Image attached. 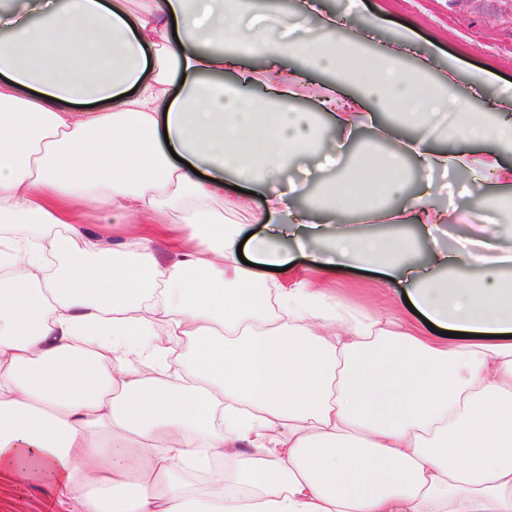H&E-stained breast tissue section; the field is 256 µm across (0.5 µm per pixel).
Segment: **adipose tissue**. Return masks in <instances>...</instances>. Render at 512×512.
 <instances>
[{
  "instance_id": "ef3b65f1",
  "label": "adipose tissue",
  "mask_w": 512,
  "mask_h": 512,
  "mask_svg": "<svg viewBox=\"0 0 512 512\" xmlns=\"http://www.w3.org/2000/svg\"><path fill=\"white\" fill-rule=\"evenodd\" d=\"M383 22L353 14L345 40L332 16L312 27L238 0L0 11V479L48 483L64 512H512V250L481 179L512 186V88L474 113L453 88L481 90L484 72L451 62L438 85L407 70L408 28L366 52ZM245 53L275 57L253 79L276 99L220 82ZM315 67L335 76L319 87L328 148L292 104ZM302 157L332 175L299 206L274 181ZM410 158L470 174L454 211L428 182L384 207ZM238 182L264 193V234L226 222ZM81 205L150 221L108 249ZM450 222L467 232L431 253L435 276L404 237L362 230L431 240ZM158 235L176 255L162 273ZM287 236L326 239L315 284L261 286L262 267L288 266ZM352 264L404 284L429 328L334 298ZM362 230L374 233V234H393V233H400L403 235H406L408 237H411L418 241V251L415 255V261L419 263H425L427 258V252H426V244L425 241L420 233V231L414 226V225H406V226H400L395 227L391 225H385V224H366L363 225Z\"/></svg>"
}]
</instances>
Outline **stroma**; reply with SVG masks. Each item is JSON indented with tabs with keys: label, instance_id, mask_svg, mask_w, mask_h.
Segmentation results:
<instances>
[{
	"label": "stroma",
	"instance_id": "stroma-1",
	"mask_svg": "<svg viewBox=\"0 0 512 512\" xmlns=\"http://www.w3.org/2000/svg\"><path fill=\"white\" fill-rule=\"evenodd\" d=\"M361 10L386 13L383 27L368 42L371 50H380L393 30H414L416 47L404 60L407 69L418 68L428 55L440 61L455 57L465 70L486 69L485 84L472 100L475 111L488 109L496 89L512 84V0H362ZM428 178L441 186L436 203L446 208L467 182L465 173L439 170L428 175L411 161L405 194L415 193ZM329 288L347 305L381 312L404 294L398 287L385 288L376 273L361 269L343 272ZM49 498L46 486L0 481V512H54Z\"/></svg>",
	"mask_w": 512,
	"mask_h": 512
}]
</instances>
